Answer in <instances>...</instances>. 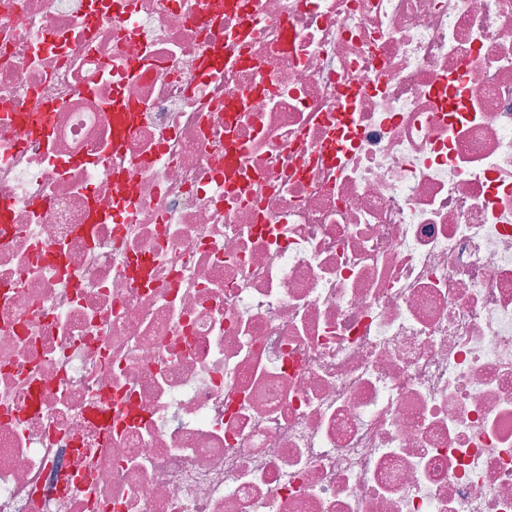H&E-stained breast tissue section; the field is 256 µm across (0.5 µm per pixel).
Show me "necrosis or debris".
<instances>
[{"instance_id": "4bbe7bcc", "label": "necrosis or debris", "mask_w": 512, "mask_h": 512, "mask_svg": "<svg viewBox=\"0 0 512 512\" xmlns=\"http://www.w3.org/2000/svg\"><path fill=\"white\" fill-rule=\"evenodd\" d=\"M0 512H512V0H0Z\"/></svg>"}]
</instances>
